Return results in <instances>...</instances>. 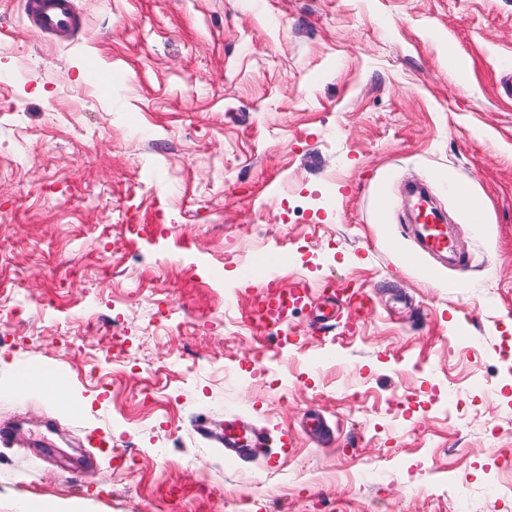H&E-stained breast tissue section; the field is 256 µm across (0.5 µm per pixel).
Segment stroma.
I'll return each instance as SVG.
<instances>
[{
  "mask_svg": "<svg viewBox=\"0 0 512 512\" xmlns=\"http://www.w3.org/2000/svg\"><path fill=\"white\" fill-rule=\"evenodd\" d=\"M76 5L77 35H41L0 0V331L23 339L0 421L56 426L52 452L0 446V512H227L258 482L253 512H512V0ZM413 182L454 263L408 220ZM270 253L283 286L354 281L374 312L349 334L298 308L277 348L245 278ZM29 359L79 409L9 393ZM200 416L294 451L229 463ZM96 431L123 454L97 453L104 488L65 470Z\"/></svg>",
  "mask_w": 512,
  "mask_h": 512,
  "instance_id": "stroma-1",
  "label": "stroma"
}]
</instances>
